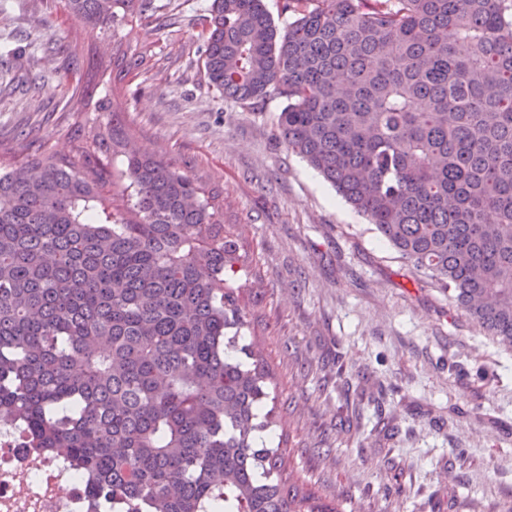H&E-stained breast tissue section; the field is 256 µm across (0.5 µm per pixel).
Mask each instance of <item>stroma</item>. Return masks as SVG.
Masks as SVG:
<instances>
[{"mask_svg": "<svg viewBox=\"0 0 512 512\" xmlns=\"http://www.w3.org/2000/svg\"><path fill=\"white\" fill-rule=\"evenodd\" d=\"M153 4L116 42L61 0H0V144L31 127L71 154L67 69L93 62L130 137L217 192L247 255L232 285L272 371L266 441L286 470L343 512H512V348L276 141L282 98L255 111L204 81L209 0ZM141 46L145 65L112 84L118 50Z\"/></svg>", "mask_w": 512, "mask_h": 512, "instance_id": "obj_1", "label": "stroma"}]
</instances>
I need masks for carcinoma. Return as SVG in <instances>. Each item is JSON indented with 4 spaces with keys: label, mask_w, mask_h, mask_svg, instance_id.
<instances>
[{
    "label": "carcinoma",
    "mask_w": 512,
    "mask_h": 512,
    "mask_svg": "<svg viewBox=\"0 0 512 512\" xmlns=\"http://www.w3.org/2000/svg\"><path fill=\"white\" fill-rule=\"evenodd\" d=\"M151 0H63L112 37ZM212 0L202 72L224 98L286 101L275 137L401 258L512 346V0ZM144 63L115 61L122 81ZM78 78L75 155L0 166V420L97 480L112 512H339L258 446L269 364L236 356L224 276L240 245L216 195L140 151ZM123 157V168L114 160ZM124 182L122 204L112 200Z\"/></svg>",
    "instance_id": "carcinoma-1"
}]
</instances>
